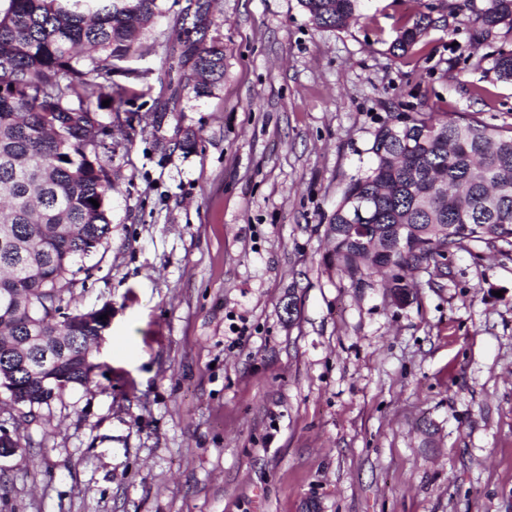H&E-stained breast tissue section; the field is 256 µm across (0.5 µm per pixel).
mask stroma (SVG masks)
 Masks as SVG:
<instances>
[{
	"label": "stroma",
	"mask_w": 512,
	"mask_h": 512,
	"mask_svg": "<svg viewBox=\"0 0 512 512\" xmlns=\"http://www.w3.org/2000/svg\"><path fill=\"white\" fill-rule=\"evenodd\" d=\"M451 2L363 0L332 31L298 0H216L224 79L166 112L165 0L112 74L121 124L99 112L112 235L65 298L111 308L100 367L31 422L0 389V512H512V250L449 253L404 304L326 259L380 125L512 126V83L470 55L486 0ZM419 12L447 23L395 58Z\"/></svg>",
	"instance_id": "35a3bbf8"
}]
</instances>
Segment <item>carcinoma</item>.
<instances>
[{"label":"carcinoma","mask_w":512,"mask_h":512,"mask_svg":"<svg viewBox=\"0 0 512 512\" xmlns=\"http://www.w3.org/2000/svg\"><path fill=\"white\" fill-rule=\"evenodd\" d=\"M165 0H9L0 12V286L45 268L54 281L29 288L30 312L10 310L0 295V358L18 336L42 337L68 375V389L93 383L98 368L93 330L63 318L76 275L85 269L84 238L112 233L106 197L112 178L100 161L98 110H118L125 89L110 74L138 52ZM213 0H188L169 71L178 87L204 97L224 79V44L210 35ZM317 28L344 30L360 18V0H299ZM476 45L512 32V0H487L475 14ZM438 20L411 16L390 49L397 58L422 52ZM489 71L512 82V55L497 54ZM373 164L346 184L328 218L329 264L354 283L388 274L387 287L410 293L420 266L469 244L512 247V127L420 109L405 126L381 125ZM371 199L367 225L376 250L352 230L345 201ZM98 201L94 206L89 199ZM409 231L397 236L395 226Z\"/></svg>","instance_id":"1"}]
</instances>
